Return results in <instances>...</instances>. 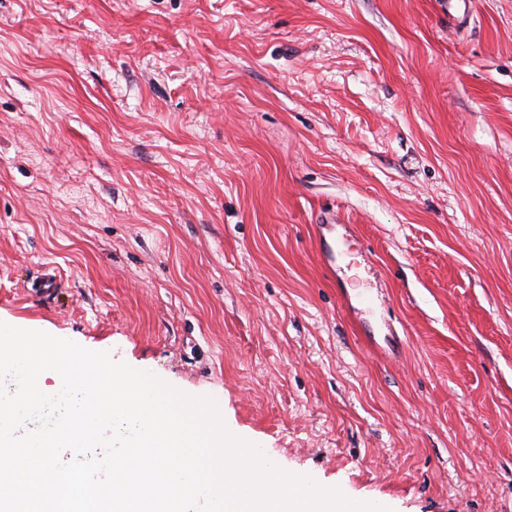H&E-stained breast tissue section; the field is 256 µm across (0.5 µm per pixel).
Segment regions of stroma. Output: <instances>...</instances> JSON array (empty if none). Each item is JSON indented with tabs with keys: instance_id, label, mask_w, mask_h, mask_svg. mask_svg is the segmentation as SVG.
Returning a JSON list of instances; mask_svg holds the SVG:
<instances>
[{
	"instance_id": "stroma-1",
	"label": "stroma",
	"mask_w": 512,
	"mask_h": 512,
	"mask_svg": "<svg viewBox=\"0 0 512 512\" xmlns=\"http://www.w3.org/2000/svg\"><path fill=\"white\" fill-rule=\"evenodd\" d=\"M0 321L512 512V0H0Z\"/></svg>"
}]
</instances>
